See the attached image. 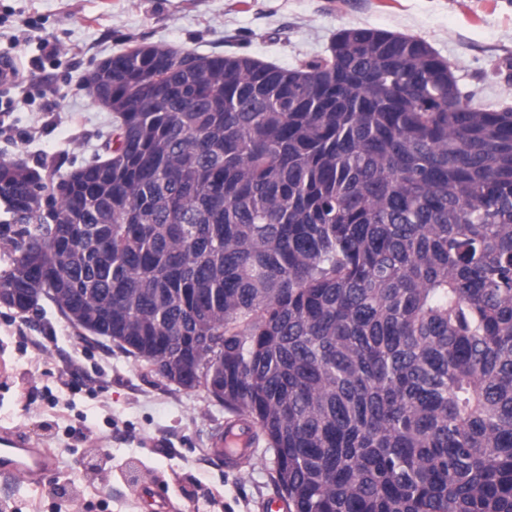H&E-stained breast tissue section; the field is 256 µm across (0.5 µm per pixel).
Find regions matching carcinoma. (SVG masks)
Segmentation results:
<instances>
[{
  "mask_svg": "<svg viewBox=\"0 0 512 512\" xmlns=\"http://www.w3.org/2000/svg\"><path fill=\"white\" fill-rule=\"evenodd\" d=\"M61 179L0 161V291L273 449L288 512H512V109L423 41L359 27L295 68L138 45ZM22 224L15 223L9 214L4 212L3 204H0V272L10 267V256L7 244L14 238L15 232Z\"/></svg>",
  "mask_w": 512,
  "mask_h": 512,
  "instance_id": "carcinoma-1",
  "label": "carcinoma"
}]
</instances>
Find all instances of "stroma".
<instances>
[{"instance_id":"stroma-1","label":"stroma","mask_w":512,"mask_h":512,"mask_svg":"<svg viewBox=\"0 0 512 512\" xmlns=\"http://www.w3.org/2000/svg\"><path fill=\"white\" fill-rule=\"evenodd\" d=\"M371 27L425 42L473 106L512 109V0H0V160L59 177L102 154L115 124L81 86L100 61L138 44L244 54L283 68L328 53L336 33ZM229 413L72 326L48 299L19 314L0 304V429L49 449L38 485L0 475L6 512H150L156 482L174 512H267L280 495L273 454L225 470L211 453Z\"/></svg>"}]
</instances>
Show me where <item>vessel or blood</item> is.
Listing matches in <instances>:
<instances>
[{"label":"vessel or blood","mask_w":512,"mask_h":512,"mask_svg":"<svg viewBox=\"0 0 512 512\" xmlns=\"http://www.w3.org/2000/svg\"><path fill=\"white\" fill-rule=\"evenodd\" d=\"M244 443L245 439L241 436H229L218 440V447L224 450V464L227 469H238ZM53 468V457L47 449L34 447L15 432H0V474L21 477L37 484L42 482Z\"/></svg>","instance_id":"vessel-or-blood-1"}]
</instances>
